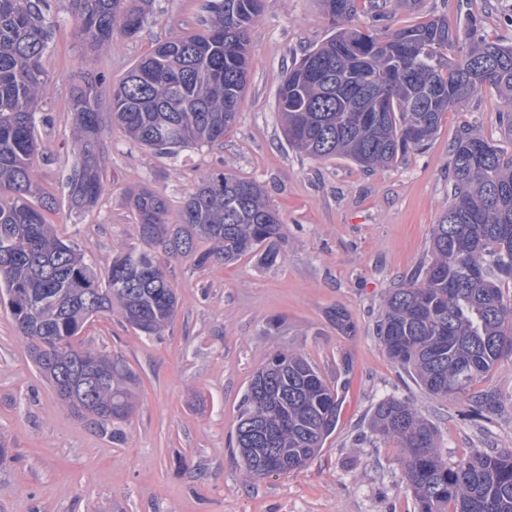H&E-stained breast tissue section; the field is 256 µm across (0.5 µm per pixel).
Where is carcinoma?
I'll use <instances>...</instances> for the list:
<instances>
[{
    "label": "carcinoma",
    "mask_w": 512,
    "mask_h": 512,
    "mask_svg": "<svg viewBox=\"0 0 512 512\" xmlns=\"http://www.w3.org/2000/svg\"><path fill=\"white\" fill-rule=\"evenodd\" d=\"M151 0H61L92 49L116 34L136 36L151 22ZM334 33L288 71L276 96L288 144L321 160L345 158L386 167L422 152L444 115L485 87L512 105V43L470 28L468 47L452 58L458 34L430 16L388 33L345 26L357 0H319ZM48 0H0V298L8 304L30 359L57 397L103 431L132 413L135 376L105 351L83 344L94 318L117 316L141 336L163 335L178 296L171 262L202 268L263 249L267 264L288 260L284 224L263 186L220 171L203 178L168 222L165 197L141 188L129 202L141 244H128L104 270L58 236L57 206L34 179L44 155L35 137L48 77L41 59ZM262 0H209L204 31L166 41L139 60L112 90L110 115L138 145L176 155L224 143L247 85L249 33ZM100 79L88 72L71 97L73 150L67 177L76 209L98 201L104 151ZM452 202L433 225L422 281L387 294L377 334L387 357L412 371L435 398L466 401L475 382L512 350V152L477 130L452 146ZM209 247L201 251L199 244ZM248 385L235 446L249 477L274 451L281 472L300 470L336 426L339 396L300 354L278 351ZM372 425L402 448L417 512H512V450L478 452L448 465L435 429L408 403L380 400Z\"/></svg>",
    "instance_id": "carcinoma-1"
}]
</instances>
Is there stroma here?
I'll return each instance as SVG.
<instances>
[{
  "label": "stroma",
  "instance_id": "stroma-1",
  "mask_svg": "<svg viewBox=\"0 0 512 512\" xmlns=\"http://www.w3.org/2000/svg\"><path fill=\"white\" fill-rule=\"evenodd\" d=\"M207 0H154V20L135 37L115 35L86 50L57 0L46 13L42 65L49 91L36 135L45 148L36 175L61 207L51 214L59 235L107 267L120 245L137 242L127 198L146 187L166 197L169 221L195 183L226 171L260 182L286 226L287 263L249 255L237 263L196 268L173 263L179 303L162 336L146 338L102 316L81 334L110 351L137 376L136 407L113 433L72 414L39 375L10 313L0 304V512H417L406 489L401 450L379 439L371 417L379 400L409 401L437 431L440 452L457 462L476 451L512 450V354L474 386L470 401L427 396L392 363L375 326L390 289L418 275L430 233L451 202V148L465 130L504 141L507 106L482 89L449 110L421 153L372 172L344 158L313 160L292 149L278 118V87L295 61L331 33L318 0H263L251 33V65L237 123L220 146L177 156L103 134L105 190L82 212L66 204L74 163L70 108L78 65L100 75L102 103L114 85L158 43L200 31ZM447 18L465 33L512 41V0H424L412 12L389 0L373 10L358 0L354 27L382 33ZM342 308L355 332L329 318ZM280 349L297 352L335 385L336 428L303 469L246 477L232 445L242 397L254 372ZM499 404L486 411L480 398Z\"/></svg>",
  "mask_w": 512,
  "mask_h": 512
}]
</instances>
